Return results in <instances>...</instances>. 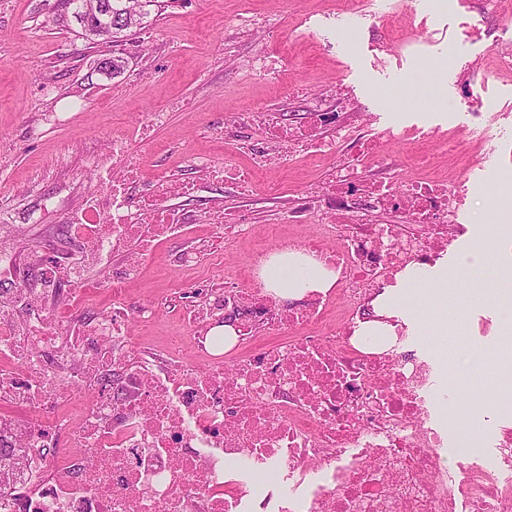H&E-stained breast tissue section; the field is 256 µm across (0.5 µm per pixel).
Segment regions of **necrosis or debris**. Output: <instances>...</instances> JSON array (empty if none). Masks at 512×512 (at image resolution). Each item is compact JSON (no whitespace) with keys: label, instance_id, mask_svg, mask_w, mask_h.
<instances>
[{"label":"necrosis or debris","instance_id":"1","mask_svg":"<svg viewBox=\"0 0 512 512\" xmlns=\"http://www.w3.org/2000/svg\"><path fill=\"white\" fill-rule=\"evenodd\" d=\"M248 123L262 141L241 152L268 157L269 146L309 141L307 127L291 128L284 114L252 109ZM372 153L359 144L355 161L337 158L321 190L299 197L289 222L320 212L327 224L280 243L277 250L315 257L336 275L335 293H314L277 304L271 296L214 288L205 307L180 298L195 361L167 346L168 364L129 368L132 320H153L152 309L116 300L107 311L50 316L70 307L76 274L122 252V276L136 277L144 255L195 224L249 232L230 224L224 209L174 211V199L197 196L202 185L232 186L247 172L187 156L193 181L146 176L128 138L85 157L82 169L112 165L119 184L86 195L65 223L60 244L24 266L0 244V401L28 408L36 423L24 431L0 418V446L25 448L31 464L17 471L16 489L0 498V512H512V425L499 429L498 453L486 461L485 432L455 408L430 406L432 370L400 352L359 337L376 318L373 302L409 269L431 266L461 234L449 223L464 186L408 178L391 191L360 176ZM382 209L403 211L404 224H377ZM28 278L14 291L19 278ZM239 314L232 368H224L214 330L220 313ZM278 335L260 344V329ZM90 386L77 411L65 402ZM76 440L66 448L63 438ZM468 456L458 478L444 449ZM248 458L275 479L259 485L233 476ZM295 479L284 489L280 476Z\"/></svg>","mask_w":512,"mask_h":512}]
</instances>
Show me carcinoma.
<instances>
[{
	"instance_id": "1",
	"label": "carcinoma",
	"mask_w": 512,
	"mask_h": 512,
	"mask_svg": "<svg viewBox=\"0 0 512 512\" xmlns=\"http://www.w3.org/2000/svg\"><path fill=\"white\" fill-rule=\"evenodd\" d=\"M70 17L62 24L76 22L86 37L120 38L122 34L143 24L150 7L157 0H62ZM28 457L0 447V497L11 493L13 471L27 467Z\"/></svg>"
}]
</instances>
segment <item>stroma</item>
Segmentation results:
<instances>
[{"instance_id":"35a3bbf8","label":"stroma","mask_w":512,"mask_h":512,"mask_svg":"<svg viewBox=\"0 0 512 512\" xmlns=\"http://www.w3.org/2000/svg\"><path fill=\"white\" fill-rule=\"evenodd\" d=\"M58 0H0V205L18 228L8 237L23 259L52 234L29 224L43 195L60 196L66 210L84 193L108 189L113 171L81 170L87 152L105 150L130 134L143 113L165 121L131 141L146 171L191 178L185 154L251 170L236 145L246 125L238 114L253 107L306 123L318 104L351 112V138L371 142L375 158L365 177L384 170L464 183L466 202L455 223L484 228L512 264V70L500 56L512 48V13L493 12L484 36H474L468 0H163L143 28L124 42L88 41L77 24L54 21ZM286 54L276 77L258 74L259 59ZM123 56L124 73H100L101 59ZM223 130L216 140L214 130ZM333 157L272 160L252 189L209 186L208 196L251 227L249 236L217 244L203 263L180 266L183 252L210 234L207 224L164 243L148 256L141 275L122 284L128 302L156 307L149 324H136L131 354L169 343L179 330L167 299L210 287L217 278L250 288L248 264L258 245L312 233L323 224L288 222L297 196L328 176ZM499 203L498 222L480 224L481 205ZM468 246L458 240L424 274L425 287L402 288L396 314L406 326L404 345L434 370V390L489 366L512 367V279L492 267L459 266ZM494 323L485 336L471 332L473 317Z\"/></svg>"}]
</instances>
